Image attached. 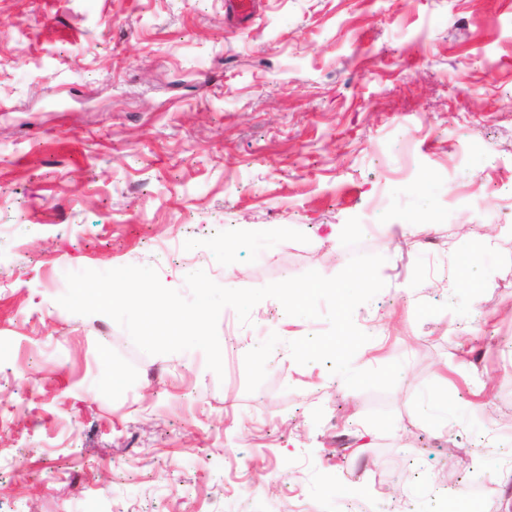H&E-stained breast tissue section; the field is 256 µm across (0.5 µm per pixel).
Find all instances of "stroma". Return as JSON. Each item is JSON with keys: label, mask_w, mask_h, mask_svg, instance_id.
I'll return each mask as SVG.
<instances>
[{"label": "stroma", "mask_w": 512, "mask_h": 512, "mask_svg": "<svg viewBox=\"0 0 512 512\" xmlns=\"http://www.w3.org/2000/svg\"><path fill=\"white\" fill-rule=\"evenodd\" d=\"M224 3L0 0V512H512V0ZM352 251L386 393L297 364L327 323L273 298L222 310L220 376L57 302Z\"/></svg>", "instance_id": "35a3bbf8"}]
</instances>
